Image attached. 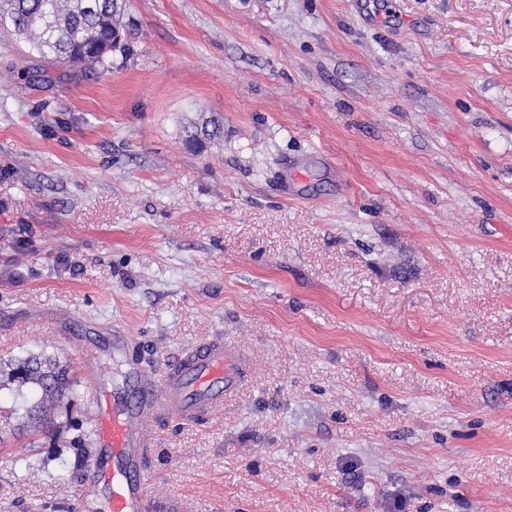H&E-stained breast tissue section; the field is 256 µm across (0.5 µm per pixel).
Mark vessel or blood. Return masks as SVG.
<instances>
[{
    "instance_id": "1",
    "label": "vessel or blood",
    "mask_w": 512,
    "mask_h": 512,
    "mask_svg": "<svg viewBox=\"0 0 512 512\" xmlns=\"http://www.w3.org/2000/svg\"><path fill=\"white\" fill-rule=\"evenodd\" d=\"M245 376L244 359L217 338L180 353L163 372L130 373L113 393L93 387L96 451L90 468L107 494V512H185L182 501L151 497L147 438L162 417L196 420L222 407Z\"/></svg>"
}]
</instances>
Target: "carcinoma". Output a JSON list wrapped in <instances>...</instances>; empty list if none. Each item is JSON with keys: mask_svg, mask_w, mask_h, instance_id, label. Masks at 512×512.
Returning <instances> with one entry per match:
<instances>
[{"mask_svg": "<svg viewBox=\"0 0 512 512\" xmlns=\"http://www.w3.org/2000/svg\"><path fill=\"white\" fill-rule=\"evenodd\" d=\"M123 18L115 0H0V31L60 64H105L118 48L112 38ZM10 380L37 395L23 419L43 425L54 419L73 389L69 366L42 355L18 361Z\"/></svg>", "mask_w": 512, "mask_h": 512, "instance_id": "carcinoma-1", "label": "carcinoma"}]
</instances>
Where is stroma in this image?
Here are the masks:
<instances>
[{
  "label": "stroma",
  "mask_w": 512,
  "mask_h": 512,
  "mask_svg": "<svg viewBox=\"0 0 512 512\" xmlns=\"http://www.w3.org/2000/svg\"><path fill=\"white\" fill-rule=\"evenodd\" d=\"M124 21L106 69L0 33V364L223 337L248 381L146 450L187 512H512V0ZM91 409L0 388V512H104Z\"/></svg>",
  "instance_id": "stroma-1"
}]
</instances>
